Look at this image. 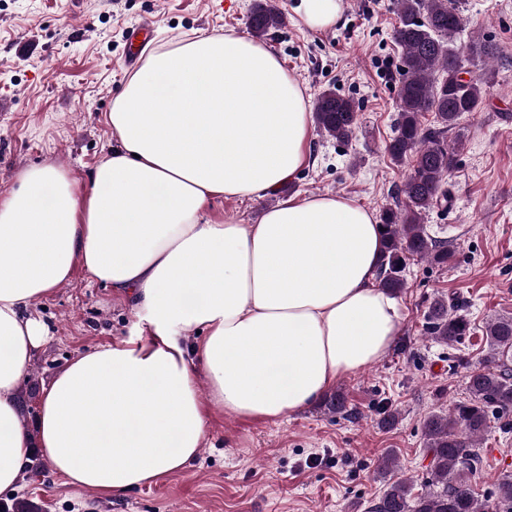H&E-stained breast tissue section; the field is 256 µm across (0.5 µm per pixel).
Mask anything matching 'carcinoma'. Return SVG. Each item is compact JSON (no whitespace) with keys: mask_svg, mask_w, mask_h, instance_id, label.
Returning a JSON list of instances; mask_svg holds the SVG:
<instances>
[{"mask_svg":"<svg viewBox=\"0 0 512 512\" xmlns=\"http://www.w3.org/2000/svg\"><path fill=\"white\" fill-rule=\"evenodd\" d=\"M396 9L399 22L392 38L401 49L398 119L387 151L397 162L410 160L411 166L400 188L403 203L381 215L380 277L383 287L395 293L405 286L409 258L448 264V245L431 237L424 221L446 198V178L456 164V149L448 145L446 134L464 113L476 111L486 94L481 80L463 77L467 70L455 42L465 19L453 0H396ZM248 24L253 36L263 38L284 24V16L272 0H258ZM427 112L435 113L436 127L422 126ZM313 115L320 132L341 142L349 141L357 127L355 103L332 89L318 94ZM471 330L458 307L444 299L431 303L426 333L433 340L452 345ZM485 333L491 355L469 372L468 397L448 413H432L423 422L432 488L414 494L410 482L397 480L370 512H488L472 486L481 465L475 441L487 430L490 411L512 413V316L490 320ZM494 501L512 512L511 476L497 481Z\"/></svg>","mask_w":512,"mask_h":512,"instance_id":"carcinoma-1","label":"carcinoma"}]
</instances>
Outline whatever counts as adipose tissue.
<instances>
[{
    "instance_id": "ef3b65f1",
    "label": "adipose tissue",
    "mask_w": 512,
    "mask_h": 512,
    "mask_svg": "<svg viewBox=\"0 0 512 512\" xmlns=\"http://www.w3.org/2000/svg\"><path fill=\"white\" fill-rule=\"evenodd\" d=\"M108 121L119 146L84 192L44 163L0 201V493L35 446L67 484L112 497L151 485L199 456L206 406L283 418L400 335L372 211L309 194L254 224L205 218L212 197L269 195L308 160L304 91L263 43L208 35L150 51ZM78 264L133 301L150 339L76 357L30 431L18 388L45 336L30 309Z\"/></svg>"
}]
</instances>
